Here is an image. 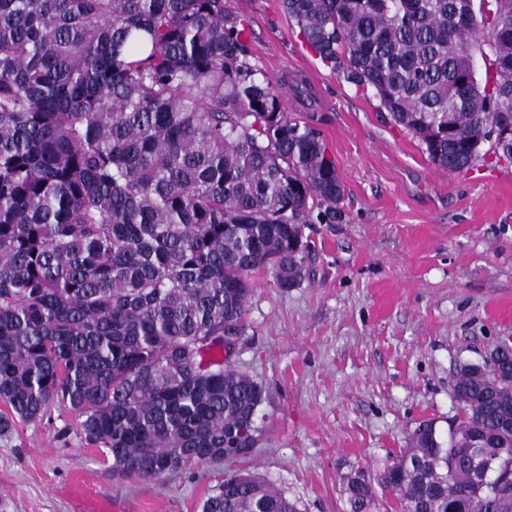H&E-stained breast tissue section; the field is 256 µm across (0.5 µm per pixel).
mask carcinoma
Masks as SVG:
<instances>
[{"mask_svg":"<svg viewBox=\"0 0 512 512\" xmlns=\"http://www.w3.org/2000/svg\"><path fill=\"white\" fill-rule=\"evenodd\" d=\"M282 6L439 169L512 163V0ZM246 32L224 0H0V434L63 405L142 479L254 445L264 387L206 355L243 331L252 272L306 277L302 229L345 189ZM494 354L456 369L448 435L422 421L376 482L348 479V512H377L376 484L398 512H512L482 475L512 486V344ZM201 512L298 507L236 474Z\"/></svg>","mask_w":512,"mask_h":512,"instance_id":"obj_1","label":"carcinoma"}]
</instances>
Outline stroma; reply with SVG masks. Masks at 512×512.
<instances>
[{"mask_svg": "<svg viewBox=\"0 0 512 512\" xmlns=\"http://www.w3.org/2000/svg\"><path fill=\"white\" fill-rule=\"evenodd\" d=\"M249 21L254 62L271 79L305 77L312 124L336 160L345 217L308 224L310 277L279 288L250 276L232 365L265 398L252 448L157 479L123 478L80 419L53 406L0 436V512H200L228 474L257 473L300 512H346V478L377 477L424 420L460 414L451 380L512 342V164L438 169L374 97L356 92L304 44L281 0H224Z\"/></svg>", "mask_w": 512, "mask_h": 512, "instance_id": "1", "label": "stroma"}]
</instances>
